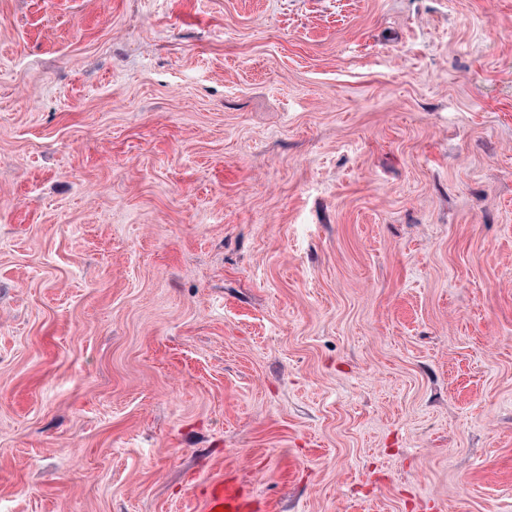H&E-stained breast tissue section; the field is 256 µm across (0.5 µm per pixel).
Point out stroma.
I'll return each instance as SVG.
<instances>
[{
  "instance_id": "1",
  "label": "stroma",
  "mask_w": 512,
  "mask_h": 512,
  "mask_svg": "<svg viewBox=\"0 0 512 512\" xmlns=\"http://www.w3.org/2000/svg\"><path fill=\"white\" fill-rule=\"evenodd\" d=\"M512 512V0H0V512ZM197 512H264L265 505L232 475L210 480L196 497Z\"/></svg>"
}]
</instances>
